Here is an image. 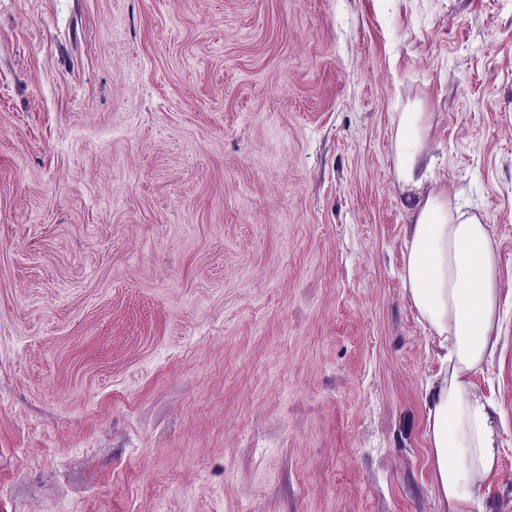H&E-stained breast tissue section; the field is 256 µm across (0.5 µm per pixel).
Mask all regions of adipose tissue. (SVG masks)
Returning a JSON list of instances; mask_svg holds the SVG:
<instances>
[{
	"label": "adipose tissue",
	"mask_w": 512,
	"mask_h": 512,
	"mask_svg": "<svg viewBox=\"0 0 512 512\" xmlns=\"http://www.w3.org/2000/svg\"><path fill=\"white\" fill-rule=\"evenodd\" d=\"M424 112H401L395 130L398 182L421 188L431 176ZM494 242L477 214L431 193L409 209L401 279L421 323L439 339L441 369L428 387L426 436L434 486L450 512H481V490L497 470L495 405L469 387L493 358L500 308Z\"/></svg>",
	"instance_id": "adipose-tissue-1"
}]
</instances>
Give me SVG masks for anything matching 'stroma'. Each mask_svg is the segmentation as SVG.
<instances>
[{"mask_svg":"<svg viewBox=\"0 0 512 512\" xmlns=\"http://www.w3.org/2000/svg\"><path fill=\"white\" fill-rule=\"evenodd\" d=\"M401 112L496 246L512 512V0H0V512H448ZM395 130V171L398 182L420 189L431 176L433 158L425 149L430 126L428 113L401 112Z\"/></svg>","mask_w":512,"mask_h":512,"instance_id":"obj_1","label":"stroma"}]
</instances>
